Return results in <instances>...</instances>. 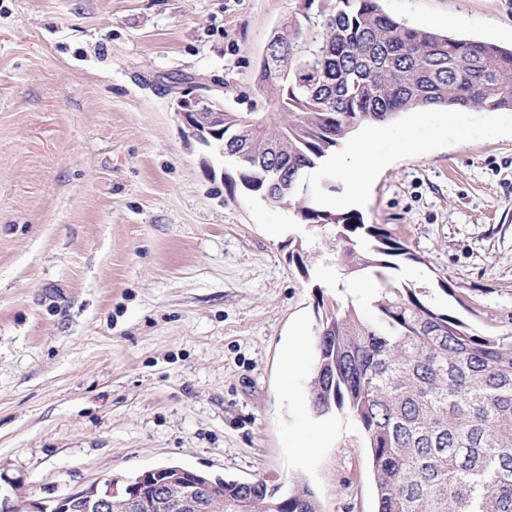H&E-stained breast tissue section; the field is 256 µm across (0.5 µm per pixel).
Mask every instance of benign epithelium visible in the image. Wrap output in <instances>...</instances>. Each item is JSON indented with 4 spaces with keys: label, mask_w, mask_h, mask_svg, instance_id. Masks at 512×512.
I'll return each instance as SVG.
<instances>
[{
    "label": "benign epithelium",
    "mask_w": 512,
    "mask_h": 512,
    "mask_svg": "<svg viewBox=\"0 0 512 512\" xmlns=\"http://www.w3.org/2000/svg\"><path fill=\"white\" fill-rule=\"evenodd\" d=\"M179 114L191 137L212 148L224 132V106L208 94H184L178 99ZM172 487L183 488L186 496L174 499L167 494ZM211 484L206 475L186 469L156 467L135 479L114 483L110 480L75 489L52 500L53 512H206Z\"/></svg>",
    "instance_id": "benign-epithelium-1"
}]
</instances>
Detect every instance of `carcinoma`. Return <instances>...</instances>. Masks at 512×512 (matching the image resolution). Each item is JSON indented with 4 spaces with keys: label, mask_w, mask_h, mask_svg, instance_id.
Returning a JSON list of instances; mask_svg holds the SVG:
<instances>
[{
    "label": "carcinoma",
    "mask_w": 512,
    "mask_h": 512,
    "mask_svg": "<svg viewBox=\"0 0 512 512\" xmlns=\"http://www.w3.org/2000/svg\"><path fill=\"white\" fill-rule=\"evenodd\" d=\"M317 26L309 41L298 18L284 19L271 37L280 65L261 56L256 79L273 82L274 111L224 108L228 190L240 185L288 203L304 224L336 229L335 294L315 287L310 409H346L361 425L377 512H512V333L477 334L389 282L390 258H413L403 241L355 211L297 196L305 172L363 124L433 107L512 109V48L411 28L378 0H326ZM352 273L381 282L366 306L345 293ZM213 493L224 512H322L301 485L219 476Z\"/></svg>",
    "instance_id": "cac0c4a2"
}]
</instances>
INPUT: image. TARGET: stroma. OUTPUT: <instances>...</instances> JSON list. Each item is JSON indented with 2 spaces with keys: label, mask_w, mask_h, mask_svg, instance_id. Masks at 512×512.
<instances>
[{
  "label": "stroma",
  "mask_w": 512,
  "mask_h": 512,
  "mask_svg": "<svg viewBox=\"0 0 512 512\" xmlns=\"http://www.w3.org/2000/svg\"><path fill=\"white\" fill-rule=\"evenodd\" d=\"M322 0H0V492L20 512L166 464L308 484L375 512L365 433L309 408L316 286L336 240L244 189L191 138L181 92L267 112L266 43ZM408 26L512 46V0H381ZM355 209L408 247L387 275L485 335L512 332V111L384 125ZM349 147L308 172L326 210ZM303 251L306 266L291 254Z\"/></svg>",
  "instance_id": "obj_1"
}]
</instances>
